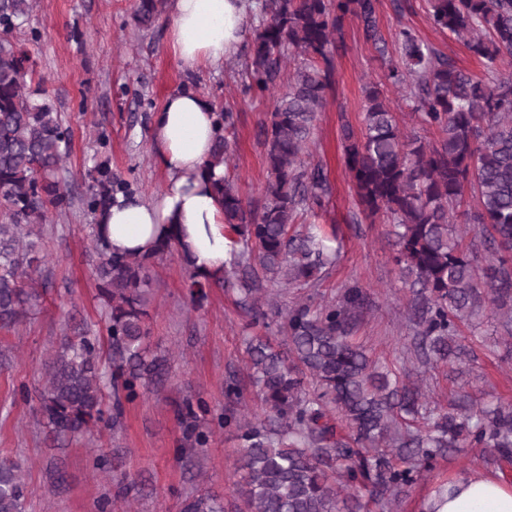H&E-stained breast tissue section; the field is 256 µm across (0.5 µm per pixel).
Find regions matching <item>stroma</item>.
Listing matches in <instances>:
<instances>
[{
	"mask_svg": "<svg viewBox=\"0 0 512 512\" xmlns=\"http://www.w3.org/2000/svg\"><path fill=\"white\" fill-rule=\"evenodd\" d=\"M133 5L134 0H38L31 18L41 33L37 73L72 132V206L45 228L51 279L43 308L0 340V458L21 460L27 468L26 512H180L182 500L197 488L228 496L235 480L238 442L218 426L200 450L205 475L197 477L181 456L187 442L173 405L200 395L213 416L223 415L224 380L244 365L246 318L220 288L204 307L193 308L183 286L185 270L173 255L158 261L151 273L152 348L170 358L163 387L148 389L126 406L120 433L96 431L62 448L35 418L43 361L63 328L80 325L98 336L106 334L88 265L92 241L91 218L81 205L87 189L81 177L84 166L95 157L108 161L113 171L137 179L142 196L159 194L167 173L151 143V116L167 93L193 77L202 92L222 96L239 115L238 147L227 172L245 201L258 198L267 176L258 132L275 92L242 94L239 54L219 67L188 75L165 49L167 14L144 30L131 19ZM426 9V0H413L412 11L400 17L390 0H380L378 20L385 39H393L400 27H411L460 66L483 74V65L460 41L428 25ZM75 28L83 31L82 42L71 39ZM343 38L345 49L336 61L333 89L310 149L311 161L327 169L334 192L318 216L304 221L336 229L342 241L341 260L320 293L337 298L355 283L366 289L372 309L358 334L374 356L400 370L407 366L404 351L413 336L405 317V288L391 260L387 225L368 223L354 205L338 140L340 118L360 124L363 87L382 80L384 69L352 21H345ZM82 101L87 111H79ZM102 130L110 141L104 149L97 141ZM463 342L478 359L451 374L434 373L435 398L446 402L454 390L512 402V343L504 342L487 318L464 328ZM105 462L115 473L126 474L132 488L128 497L117 498L115 484L101 469Z\"/></svg>",
	"mask_w": 512,
	"mask_h": 512,
	"instance_id": "1",
	"label": "stroma"
}]
</instances>
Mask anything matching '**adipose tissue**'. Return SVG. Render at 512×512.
I'll return each mask as SVG.
<instances>
[{
	"label": "adipose tissue",
	"mask_w": 512,
	"mask_h": 512,
	"mask_svg": "<svg viewBox=\"0 0 512 512\" xmlns=\"http://www.w3.org/2000/svg\"><path fill=\"white\" fill-rule=\"evenodd\" d=\"M166 50L178 66L198 72L223 64L244 34L243 0H167ZM218 135L209 99L189 88L170 92L153 116L151 140L168 171L164 190L148 199L117 197L106 217L113 251L142 252L175 234L198 272L220 279L231 241L224 214L200 170ZM434 512H512V483L477 470L454 483Z\"/></svg>",
	"instance_id": "1"
}]
</instances>
